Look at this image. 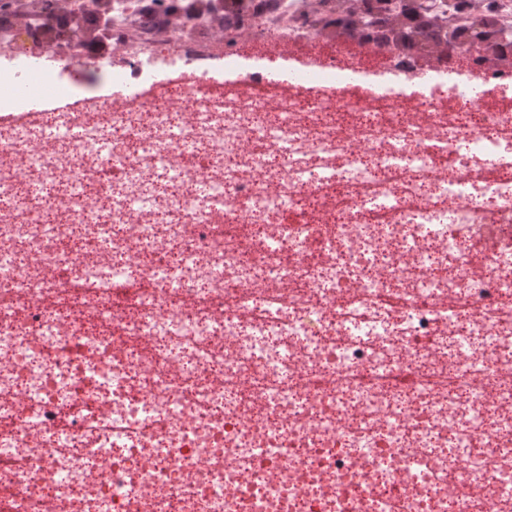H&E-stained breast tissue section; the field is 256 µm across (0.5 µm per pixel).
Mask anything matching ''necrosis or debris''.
<instances>
[{
    "mask_svg": "<svg viewBox=\"0 0 512 512\" xmlns=\"http://www.w3.org/2000/svg\"><path fill=\"white\" fill-rule=\"evenodd\" d=\"M132 2L0 47L7 512H512V53Z\"/></svg>",
    "mask_w": 512,
    "mask_h": 512,
    "instance_id": "obj_1",
    "label": "necrosis or debris"
}]
</instances>
